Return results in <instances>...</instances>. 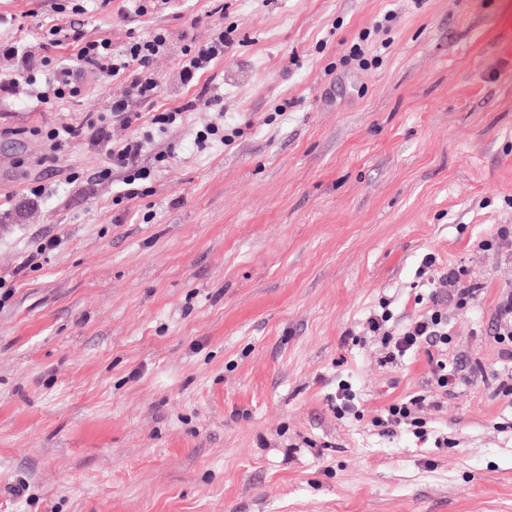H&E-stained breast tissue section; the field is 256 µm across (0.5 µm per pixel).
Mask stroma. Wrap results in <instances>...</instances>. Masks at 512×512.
Masks as SVG:
<instances>
[{
  "label": "stroma",
  "mask_w": 512,
  "mask_h": 512,
  "mask_svg": "<svg viewBox=\"0 0 512 512\" xmlns=\"http://www.w3.org/2000/svg\"><path fill=\"white\" fill-rule=\"evenodd\" d=\"M55 2L0 0V41L40 44ZM218 7L235 48L200 82L245 131L202 152L214 114L188 113L128 207L122 173L93 177L103 151L46 139L121 81L0 98V512H512V358L491 334L512 290V0H86L74 20L117 47L168 30L146 113L192 97L181 51ZM359 41L370 68L343 63ZM429 253L478 288L446 305L448 392L367 333L379 301L398 324L425 311ZM415 395L425 439L374 426Z\"/></svg>",
  "instance_id": "stroma-1"
}]
</instances>
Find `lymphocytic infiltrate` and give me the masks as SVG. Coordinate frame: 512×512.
<instances>
[{
  "label": "lymphocytic infiltrate",
  "instance_id": "obj_1",
  "mask_svg": "<svg viewBox=\"0 0 512 512\" xmlns=\"http://www.w3.org/2000/svg\"><path fill=\"white\" fill-rule=\"evenodd\" d=\"M46 46L58 47L64 44L73 46V63H58L44 83H37L32 68L21 65L9 77L0 80V92L15 93L24 86L34 87L33 101L50 104L79 98L84 90L83 79L92 76L100 80L121 79L127 85L125 98L110 102L106 108L86 117L83 123H62L60 127L48 132L47 137L53 149L66 147L81 135H90L93 144H104L107 163L95 174L96 180L111 178L113 171L120 170L126 175L123 200L133 201L143 196L141 181L150 178L152 171L143 166L141 157L148 144L156 135L167 133L169 129L180 125L187 112L198 106L217 108L221 98L199 92L196 97L180 106L154 112L149 118L131 111L134 102L144 103L153 100L160 85V77L153 68L154 60L164 54L169 47V34L158 29L147 38H130L123 46L113 47L105 37L89 39L84 37L75 21L54 23L46 26L43 36ZM234 47L232 33L223 23H215L210 38L201 45L187 46L180 60V77L189 86L196 85L200 77L218 60L231 52ZM131 124L141 122L142 128L130 138L111 141L108 131L112 123ZM436 259L426 255L424 265L431 269L436 283L430 291L429 309L401 325L392 328L394 313L388 303H381L378 312L370 317L368 329L372 335L381 339L385 358L396 361L412 351H424L433 367V382L440 389L452 386L454 373L449 371L447 350L451 342L448 331V318L443 309L444 297L441 285L451 286L452 297L458 306L473 303L476 290L463 285L461 269L449 267L436 270ZM425 400L413 396L390 404L375 423L386 431L411 430L418 438L425 437V423L421 411Z\"/></svg>",
  "mask_w": 512,
  "mask_h": 512
}]
</instances>
